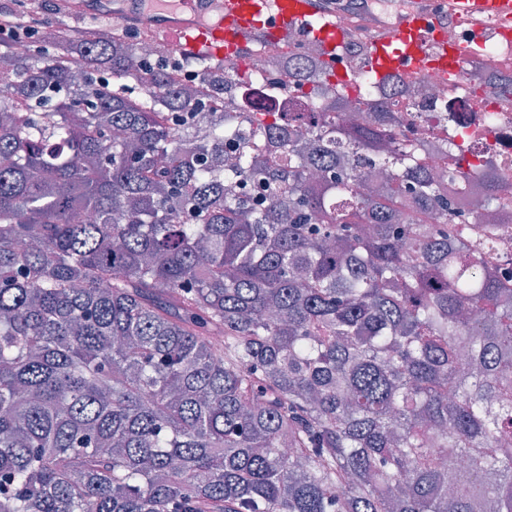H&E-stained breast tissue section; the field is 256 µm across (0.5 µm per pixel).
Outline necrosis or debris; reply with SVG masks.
<instances>
[{
	"label": "necrosis or debris",
	"mask_w": 512,
	"mask_h": 512,
	"mask_svg": "<svg viewBox=\"0 0 512 512\" xmlns=\"http://www.w3.org/2000/svg\"><path fill=\"white\" fill-rule=\"evenodd\" d=\"M308 41L300 35L291 54L275 43L252 46L240 60L225 63V111L257 112L269 105L279 112L304 111L297 84L285 87L281 79L286 70L307 66ZM371 52L367 32L340 48L336 67L356 80L354 88L343 90V98L370 100L401 117L406 143L416 146L431 168L444 166L450 143L512 174V53L499 37L489 36L482 55L449 73L401 70L384 85L371 78Z\"/></svg>",
	"instance_id": "4bbe7bcc"
}]
</instances>
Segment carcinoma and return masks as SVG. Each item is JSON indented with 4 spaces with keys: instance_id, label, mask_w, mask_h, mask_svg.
<instances>
[{
    "instance_id": "cac0c4a2",
    "label": "carcinoma",
    "mask_w": 512,
    "mask_h": 512,
    "mask_svg": "<svg viewBox=\"0 0 512 512\" xmlns=\"http://www.w3.org/2000/svg\"><path fill=\"white\" fill-rule=\"evenodd\" d=\"M138 45L0 48V512H512L466 155L447 192L389 112L266 109L233 157L227 113L196 136L221 67L195 92Z\"/></svg>"
}]
</instances>
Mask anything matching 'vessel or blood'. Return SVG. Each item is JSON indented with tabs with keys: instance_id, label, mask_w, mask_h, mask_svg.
<instances>
[{
	"instance_id": "obj_1",
	"label": "vessel or blood",
	"mask_w": 512,
	"mask_h": 512,
	"mask_svg": "<svg viewBox=\"0 0 512 512\" xmlns=\"http://www.w3.org/2000/svg\"><path fill=\"white\" fill-rule=\"evenodd\" d=\"M318 4L319 0H175L173 13L164 21L134 7L118 15L117 21L146 32L159 28L176 31L180 52L220 62L249 39H292L319 14ZM448 18L464 28L463 41L453 50L462 61L474 55L492 27H512V0H410L394 36L381 34L373 39L372 66L377 77L390 75L401 66L426 72L425 48L437 39L442 20ZM312 34L321 43L325 60L334 62L342 30L327 20Z\"/></svg>"
}]
</instances>
